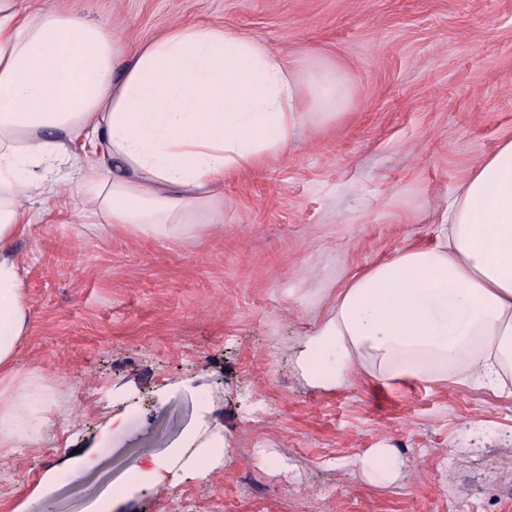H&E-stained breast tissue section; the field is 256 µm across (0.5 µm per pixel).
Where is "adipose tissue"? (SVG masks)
I'll list each match as a JSON object with an SVG mask.
<instances>
[{"mask_svg": "<svg viewBox=\"0 0 512 512\" xmlns=\"http://www.w3.org/2000/svg\"><path fill=\"white\" fill-rule=\"evenodd\" d=\"M346 98L331 63L288 62L227 28L178 25L139 45L75 6L0 0V369L26 330L12 244L33 230V201L75 178L90 194L83 223L144 236L206 224L226 179L284 152L304 122L336 118ZM81 137L99 162L80 165ZM299 366L321 388L361 370L512 397V138L449 199L436 244L400 250L337 295ZM23 398L0 395L1 447L41 424L34 406L11 424Z\"/></svg>", "mask_w": 512, "mask_h": 512, "instance_id": "adipose-tissue-1", "label": "adipose tissue"}]
</instances>
